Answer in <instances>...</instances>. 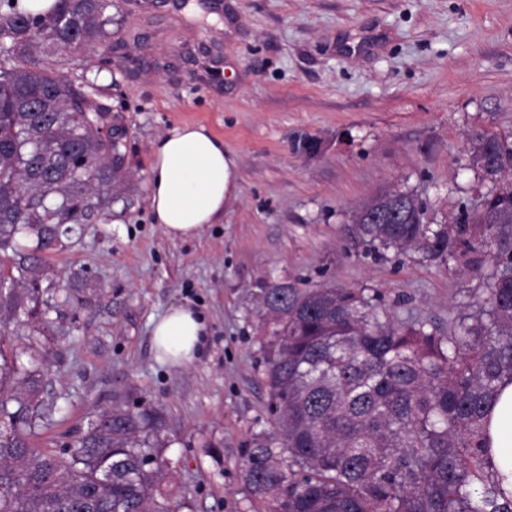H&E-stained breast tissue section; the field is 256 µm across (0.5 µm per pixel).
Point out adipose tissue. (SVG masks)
<instances>
[{
	"label": "adipose tissue",
	"mask_w": 512,
	"mask_h": 512,
	"mask_svg": "<svg viewBox=\"0 0 512 512\" xmlns=\"http://www.w3.org/2000/svg\"><path fill=\"white\" fill-rule=\"evenodd\" d=\"M149 206L154 223L174 239L196 237L214 224L238 193V167L223 139L204 125L185 123L152 144ZM205 323L188 306L171 308L155 321L152 342L158 360L192 362L202 343ZM489 433L496 474L512 492V384L505 385L493 410Z\"/></svg>",
	"instance_id": "adipose-tissue-1"
}]
</instances>
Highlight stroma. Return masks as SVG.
<instances>
[{
  "label": "stroma",
  "mask_w": 512,
  "mask_h": 512,
  "mask_svg": "<svg viewBox=\"0 0 512 512\" xmlns=\"http://www.w3.org/2000/svg\"><path fill=\"white\" fill-rule=\"evenodd\" d=\"M109 47L67 61L95 80L124 129L112 212L61 235L37 282L43 325L6 339L47 353L62 450L93 411L160 412L181 512H265L243 479L255 437L278 422L266 378L272 320L260 291L291 283L371 288L394 319L447 333L481 282L413 252L364 257L352 213L379 188L413 192L434 222L491 184L470 135L512 134V0H115ZM208 127L238 165L239 191L198 237L152 223L151 144ZM206 334L182 366L157 360L154 319L178 305Z\"/></svg>",
  "instance_id": "obj_1"
}]
</instances>
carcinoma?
I'll return each mask as SVG.
<instances>
[{
    "mask_svg": "<svg viewBox=\"0 0 512 512\" xmlns=\"http://www.w3.org/2000/svg\"><path fill=\"white\" fill-rule=\"evenodd\" d=\"M112 0H55L44 12L0 0V315L38 303L39 252L64 224L112 212L123 132L100 88L63 58L112 39ZM471 159L497 186L454 224H435L410 191L384 188L355 208L357 245L377 260L422 252L487 280L439 336L395 321L364 288L262 289L277 342L268 377L280 430L249 449L244 478L271 512H512L486 429L512 383V135L475 131ZM365 210L404 213L360 224ZM43 371L0 339V512H179L158 501L157 415L93 414L61 454L32 447L50 425Z\"/></svg>",
    "mask_w": 512,
    "mask_h": 512,
    "instance_id": "cac0c4a2",
    "label": "carcinoma"
}]
</instances>
